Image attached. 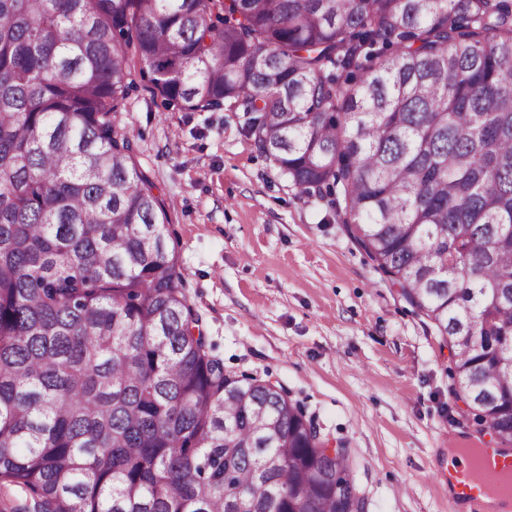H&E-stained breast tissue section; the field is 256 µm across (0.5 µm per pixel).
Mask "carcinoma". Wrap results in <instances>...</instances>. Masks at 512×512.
Returning <instances> with one entry per match:
<instances>
[{
  "instance_id": "cac0c4a2",
  "label": "carcinoma",
  "mask_w": 512,
  "mask_h": 512,
  "mask_svg": "<svg viewBox=\"0 0 512 512\" xmlns=\"http://www.w3.org/2000/svg\"><path fill=\"white\" fill-rule=\"evenodd\" d=\"M128 48L166 101L244 112L512 448V0H0V512L360 508L346 444L208 351Z\"/></svg>"
}]
</instances>
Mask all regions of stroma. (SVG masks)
<instances>
[{
  "label": "stroma",
  "mask_w": 512,
  "mask_h": 512,
  "mask_svg": "<svg viewBox=\"0 0 512 512\" xmlns=\"http://www.w3.org/2000/svg\"><path fill=\"white\" fill-rule=\"evenodd\" d=\"M128 65L121 119L211 354L282 386L346 443L367 512H448L449 448L492 441L455 398L434 325L259 150L242 113L169 105Z\"/></svg>",
  "instance_id": "stroma-1"
}]
</instances>
